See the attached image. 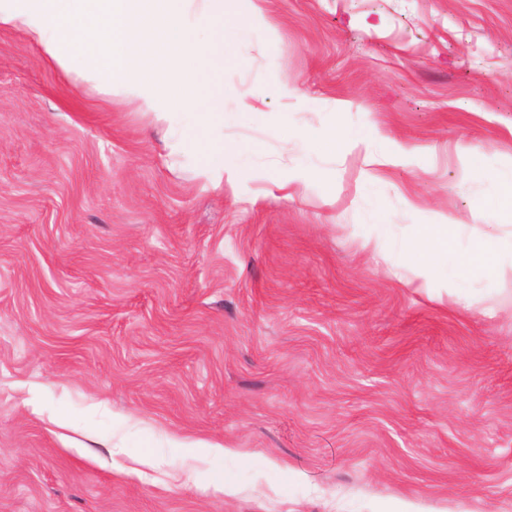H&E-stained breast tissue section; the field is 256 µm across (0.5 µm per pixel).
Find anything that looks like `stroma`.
<instances>
[{
    "instance_id": "stroma-1",
    "label": "stroma",
    "mask_w": 512,
    "mask_h": 512,
    "mask_svg": "<svg viewBox=\"0 0 512 512\" xmlns=\"http://www.w3.org/2000/svg\"><path fill=\"white\" fill-rule=\"evenodd\" d=\"M259 7L224 0L222 190L0 29V512H512V274L403 249L512 228V0Z\"/></svg>"
}]
</instances>
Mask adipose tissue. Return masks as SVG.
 <instances>
[{
  "mask_svg": "<svg viewBox=\"0 0 512 512\" xmlns=\"http://www.w3.org/2000/svg\"><path fill=\"white\" fill-rule=\"evenodd\" d=\"M223 15L224 0H0V29L20 32L51 66L158 120L192 116L196 135L172 147L197 151L202 175L218 189L242 175L224 142V96L213 82L224 66V37L211 28ZM459 229L450 217L411 225L405 248L421 279L448 255L460 269H512V233L472 225L461 252Z\"/></svg>",
  "mask_w": 512,
  "mask_h": 512,
  "instance_id": "1",
  "label": "adipose tissue"
}]
</instances>
